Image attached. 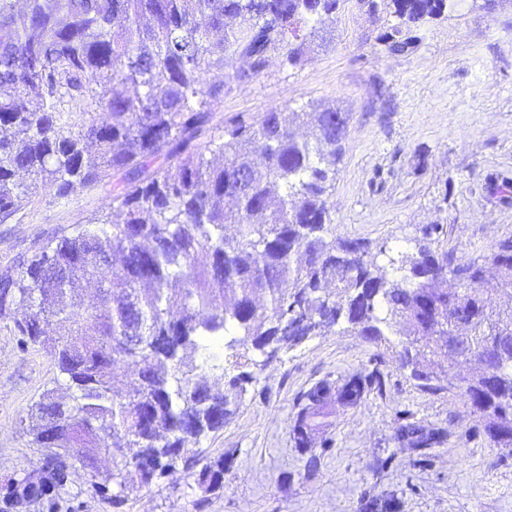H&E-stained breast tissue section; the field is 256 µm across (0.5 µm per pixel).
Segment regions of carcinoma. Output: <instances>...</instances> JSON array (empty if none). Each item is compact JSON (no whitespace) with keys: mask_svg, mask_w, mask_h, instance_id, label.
<instances>
[{"mask_svg":"<svg viewBox=\"0 0 512 512\" xmlns=\"http://www.w3.org/2000/svg\"><path fill=\"white\" fill-rule=\"evenodd\" d=\"M0 0V218L29 203L27 181L63 200L76 187L112 184V210L54 232L30 258L0 272V319L22 348L42 350L72 390L48 389L29 409L40 468H21L0 512L22 502L59 512L76 466L120 455L145 485L196 462L202 437L218 432L254 382L248 364L227 375L211 345L227 340L289 351L345 326L379 345L394 326L405 341L395 361L421 390L453 376L457 395L484 422L490 446L509 449L496 391L512 395V309L483 293L512 296V237L464 262L434 249L439 225L416 252L389 254L333 235L329 198L352 113L311 102L239 116L214 131L213 108L228 82L251 79L271 52L296 65L316 27L343 0ZM383 16L378 39L391 54L417 47L428 19L455 0H356ZM249 63L235 66L237 59ZM217 78L207 83L203 74ZM84 104L75 121L64 106ZM108 119L97 121L96 113ZM308 133L300 136L297 129ZM452 279L455 287L439 283ZM98 284L86 307L74 292ZM303 321L280 327L288 304ZM143 336L131 353L124 337ZM381 355L367 373L316 382L296 399L295 447L309 451L336 406L382 390ZM475 372L455 371L457 359ZM396 440L419 452L447 430L400 412ZM104 491L121 473L97 472ZM206 492L224 485V460L202 469Z\"/></svg>","mask_w":512,"mask_h":512,"instance_id":"cac0c4a2","label":"carcinoma"}]
</instances>
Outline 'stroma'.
I'll list each match as a JSON object with an SVG mask.
<instances>
[{"label":"stroma","mask_w":512,"mask_h":512,"mask_svg":"<svg viewBox=\"0 0 512 512\" xmlns=\"http://www.w3.org/2000/svg\"><path fill=\"white\" fill-rule=\"evenodd\" d=\"M380 29L345 0L298 65L277 51L251 80L231 83L214 121L311 101L343 107L353 119L330 197L336 237L411 251L422 228L438 223L440 249L462 260L490 252L512 236V199L496 192L498 177H512V0L490 12L457 0L454 12L422 25L417 48L403 55L386 51ZM111 210L105 188L62 201L32 189L16 219L0 223V270L35 254L58 228ZM12 327L0 320V486L14 470L39 466L28 411L58 377L43 351L18 347ZM377 353L384 392L337 408L324 431L331 447L300 453L289 429L300 392L368 368ZM402 410L449 432L428 449V466L394 440ZM481 426L456 394L419 390L391 351L337 326L258 370L234 417L202 439L195 468L144 487L126 468L134 490L117 509L110 497L118 486L93 494L90 469L77 468L69 489L77 512H362L376 497L393 499L395 512H512V457H500ZM389 456L392 466L378 468ZM219 460L224 486L203 492L197 471Z\"/></svg>","instance_id":"stroma-1"}]
</instances>
